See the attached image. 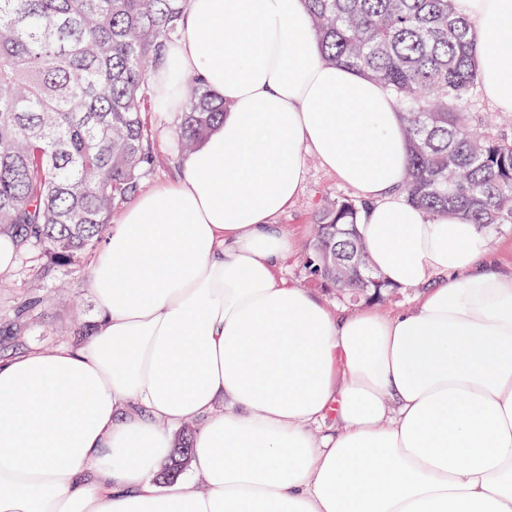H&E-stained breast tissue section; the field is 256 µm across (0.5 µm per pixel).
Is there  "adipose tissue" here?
<instances>
[{
    "label": "adipose tissue",
    "instance_id": "obj_1",
    "mask_svg": "<svg viewBox=\"0 0 512 512\" xmlns=\"http://www.w3.org/2000/svg\"><path fill=\"white\" fill-rule=\"evenodd\" d=\"M455 7L512 112V0ZM176 73L224 121L96 253L93 336L0 360V512H512V272L477 225L407 201L394 99L321 59L302 0H190L151 78L172 113ZM311 154L366 201L358 237L415 305L334 313L278 277L274 219ZM189 420V471L154 481Z\"/></svg>",
    "mask_w": 512,
    "mask_h": 512
}]
</instances>
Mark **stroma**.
Masks as SVG:
<instances>
[{
	"instance_id": "stroma-1",
	"label": "stroma",
	"mask_w": 512,
	"mask_h": 512,
	"mask_svg": "<svg viewBox=\"0 0 512 512\" xmlns=\"http://www.w3.org/2000/svg\"><path fill=\"white\" fill-rule=\"evenodd\" d=\"M149 118L155 129L160 161L144 174L140 185L144 191L174 181L178 176L177 169L170 167L167 159L176 148L179 118L162 112L150 113ZM354 194V189L340 182L311 156L297 198L276 218L295 239L294 250L280 263L279 276L310 289L334 311L353 312L361 309L362 304L349 301L308 266L307 258L312 251L310 230L326 201ZM88 269L85 263L70 268L54 266L37 250L18 255L15 266L0 274V359L23 349H54L71 343L74 322L96 323L98 311L88 286ZM31 292L44 298L39 317L24 334L12 335L14 310Z\"/></svg>"
}]
</instances>
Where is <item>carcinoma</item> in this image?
Masks as SVG:
<instances>
[{
  "label": "carcinoma",
  "mask_w": 512,
  "mask_h": 512,
  "mask_svg": "<svg viewBox=\"0 0 512 512\" xmlns=\"http://www.w3.org/2000/svg\"><path fill=\"white\" fill-rule=\"evenodd\" d=\"M323 61L382 83L399 106L410 154L407 200L481 227L512 224V139L478 130V42L454 0H303ZM189 0H0V234L59 266L97 249L112 218L158 163L145 116L149 83ZM176 164L224 120V99L193 75ZM366 203L338 196L317 217L321 276L353 297L387 292L356 237ZM41 304L17 307L18 330ZM188 438L162 474L189 464Z\"/></svg>",
  "instance_id": "1"
}]
</instances>
